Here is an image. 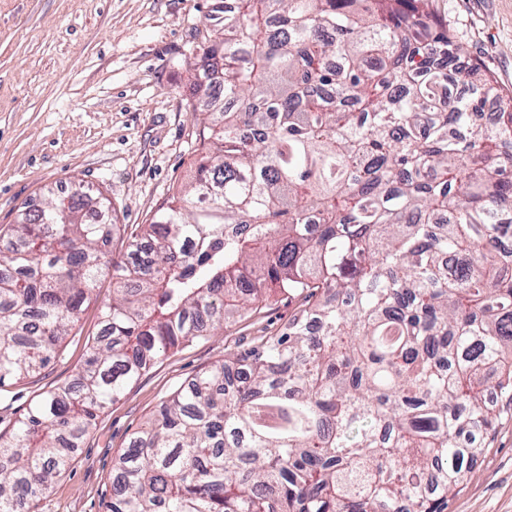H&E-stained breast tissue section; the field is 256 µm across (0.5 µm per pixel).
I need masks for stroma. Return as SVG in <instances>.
<instances>
[{"label": "stroma", "mask_w": 512, "mask_h": 512, "mask_svg": "<svg viewBox=\"0 0 512 512\" xmlns=\"http://www.w3.org/2000/svg\"><path fill=\"white\" fill-rule=\"evenodd\" d=\"M225 0H0V225L47 192L84 185L112 202L108 253L149 223L194 174L202 149L196 46ZM467 60L512 94V0H428ZM112 298L104 276L58 356L34 378L0 388V432L40 395L72 380ZM298 301L279 295L223 330L182 344L100 414L72 467L36 512H104L112 461L182 383L279 331ZM447 512H512V417L499 420Z\"/></svg>", "instance_id": "stroma-1"}]
</instances>
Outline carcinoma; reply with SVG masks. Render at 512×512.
I'll use <instances>...</instances> for the list:
<instances>
[{"label": "carcinoma", "instance_id": "cac0c4a2", "mask_svg": "<svg viewBox=\"0 0 512 512\" xmlns=\"http://www.w3.org/2000/svg\"><path fill=\"white\" fill-rule=\"evenodd\" d=\"M196 49L224 102L125 254L106 259L112 203L83 187L0 226V387L113 284L76 377L0 434V512L32 508L145 371L272 292L305 306L147 418L106 512H445L512 413V96L458 69L426 0H232Z\"/></svg>", "mask_w": 512, "mask_h": 512}]
</instances>
